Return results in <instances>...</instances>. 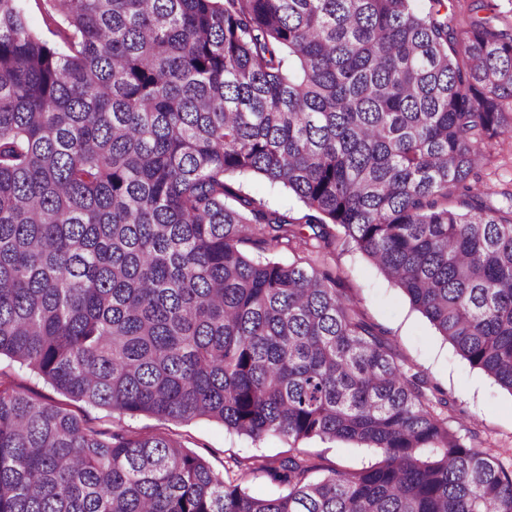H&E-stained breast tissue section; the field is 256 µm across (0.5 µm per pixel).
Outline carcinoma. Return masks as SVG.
I'll return each instance as SVG.
<instances>
[{"label": "carcinoma", "mask_w": 512, "mask_h": 512, "mask_svg": "<svg viewBox=\"0 0 512 512\" xmlns=\"http://www.w3.org/2000/svg\"><path fill=\"white\" fill-rule=\"evenodd\" d=\"M461 2L49 0L63 51L0 0V357L112 412L383 453L222 474L0 386V512H512V467L336 271L241 250L360 251L512 393V189L470 183L512 135V15ZM242 184L243 190L250 193L257 199H260L266 205L271 207L288 210L294 217H302L305 213L303 204L296 196L288 190L278 185H271L258 178H239L231 179V182L238 187V183ZM243 249L252 257H270L285 263L298 259V256L305 257L307 255V253L302 252L295 253L282 246L274 247L266 244L255 245L251 242L244 244Z\"/></svg>", "instance_id": "cac0c4a2"}]
</instances>
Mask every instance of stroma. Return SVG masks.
I'll list each match as a JSON object with an SVG mask.
<instances>
[{
	"label": "stroma",
	"mask_w": 512,
	"mask_h": 512,
	"mask_svg": "<svg viewBox=\"0 0 512 512\" xmlns=\"http://www.w3.org/2000/svg\"><path fill=\"white\" fill-rule=\"evenodd\" d=\"M492 154L491 163L482 168L479 179L481 188L489 192L512 185V137L496 144ZM324 259L340 275L344 293L371 322L385 331L401 363L428 376L453 397L454 403L448 406L446 414L458 436L466 444L492 449L502 461L512 460V393L462 358L411 306L402 290L360 252L333 246L325 250ZM0 381L35 399L66 409L98 431L177 438L185 448L204 456L219 472L234 460L251 456L276 466L297 454L313 466L318 476L334 470L368 469L378 466L383 459L380 449L352 442L317 438L294 442L272 437L255 441L205 419L179 422L146 415H120L61 394L40 375L6 357L0 358Z\"/></svg>",
	"instance_id": "stroma-1"
}]
</instances>
